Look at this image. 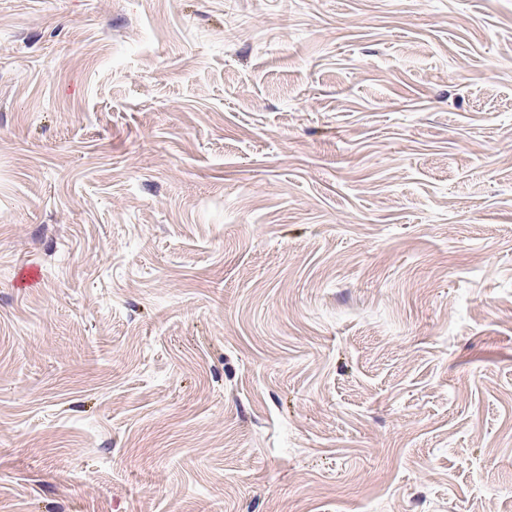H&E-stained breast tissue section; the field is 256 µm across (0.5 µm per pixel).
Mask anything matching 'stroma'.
Segmentation results:
<instances>
[{"label": "stroma", "instance_id": "35a3bbf8", "mask_svg": "<svg viewBox=\"0 0 512 512\" xmlns=\"http://www.w3.org/2000/svg\"><path fill=\"white\" fill-rule=\"evenodd\" d=\"M0 512H512V0H0Z\"/></svg>", "mask_w": 512, "mask_h": 512}]
</instances>
